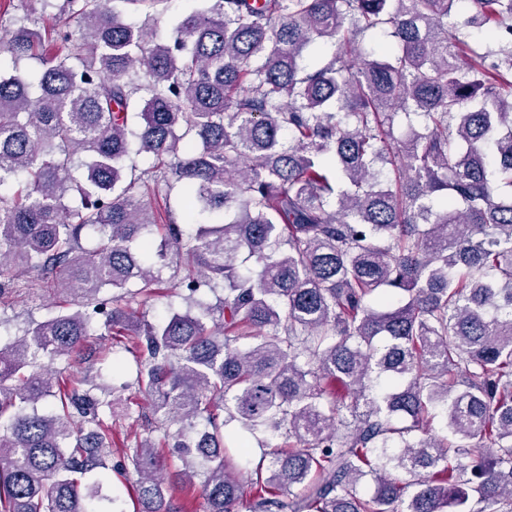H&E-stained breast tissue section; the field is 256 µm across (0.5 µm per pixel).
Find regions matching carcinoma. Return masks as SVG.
<instances>
[{
    "mask_svg": "<svg viewBox=\"0 0 512 512\" xmlns=\"http://www.w3.org/2000/svg\"><path fill=\"white\" fill-rule=\"evenodd\" d=\"M200 2L169 43L125 11L168 0H65L0 40V328L21 284L56 308L0 344V512L122 504L84 483L121 398L43 363L98 315L153 402L133 512H176L168 447L208 512H512V0ZM160 288L185 311L119 305ZM229 419L295 444L245 473Z\"/></svg>",
    "mask_w": 512,
    "mask_h": 512,
    "instance_id": "carcinoma-1",
    "label": "carcinoma"
}]
</instances>
